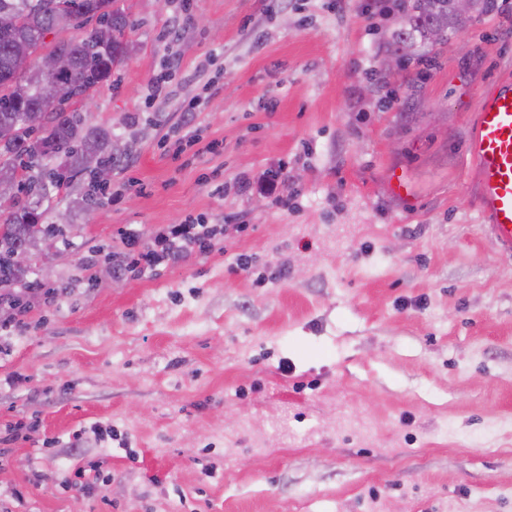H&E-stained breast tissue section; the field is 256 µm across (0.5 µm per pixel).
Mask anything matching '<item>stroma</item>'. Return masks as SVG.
I'll use <instances>...</instances> for the list:
<instances>
[{"instance_id": "35a3bbf8", "label": "stroma", "mask_w": 512, "mask_h": 512, "mask_svg": "<svg viewBox=\"0 0 512 512\" xmlns=\"http://www.w3.org/2000/svg\"><path fill=\"white\" fill-rule=\"evenodd\" d=\"M119 5L128 57L78 109L123 157L50 190L64 254L0 310V512H512V255L467 149L512 0L410 59L400 0ZM264 170L287 207L244 191ZM193 221L205 252L115 272Z\"/></svg>"}]
</instances>
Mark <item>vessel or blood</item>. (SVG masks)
<instances>
[{
  "mask_svg": "<svg viewBox=\"0 0 512 512\" xmlns=\"http://www.w3.org/2000/svg\"><path fill=\"white\" fill-rule=\"evenodd\" d=\"M469 152L479 176L487 234L512 253V81L498 82L482 98Z\"/></svg>",
  "mask_w": 512,
  "mask_h": 512,
  "instance_id": "b4317fda",
  "label": "vessel or blood"
}]
</instances>
